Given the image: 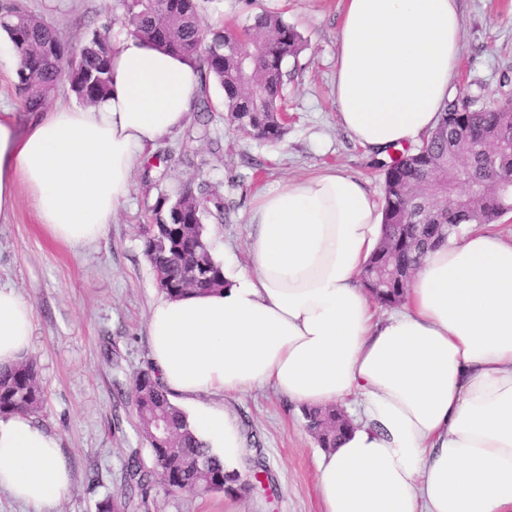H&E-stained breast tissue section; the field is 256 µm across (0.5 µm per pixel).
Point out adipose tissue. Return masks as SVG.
Returning a JSON list of instances; mask_svg holds the SVG:
<instances>
[{"label": "adipose tissue", "mask_w": 512, "mask_h": 512, "mask_svg": "<svg viewBox=\"0 0 512 512\" xmlns=\"http://www.w3.org/2000/svg\"><path fill=\"white\" fill-rule=\"evenodd\" d=\"M458 0H345L334 95L341 127L377 157L438 124L462 52ZM198 71L128 34L110 93L0 114V223L25 185L39 224L73 247L106 239L142 149L181 128ZM246 264L224 287L163 297L150 311L151 361L171 398L232 468L236 427L203 396L272 386L303 407L353 405L338 448L318 460L322 512H512V237L463 228L428 251L399 308L377 316L360 283L381 240L364 182L326 168L259 195ZM33 309L0 286V366L31 342ZM70 476L58 439L0 418V492L52 512Z\"/></svg>", "instance_id": "adipose-tissue-1"}]
</instances>
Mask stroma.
Instances as JSON below:
<instances>
[{
    "label": "stroma",
    "mask_w": 512,
    "mask_h": 512,
    "mask_svg": "<svg viewBox=\"0 0 512 512\" xmlns=\"http://www.w3.org/2000/svg\"><path fill=\"white\" fill-rule=\"evenodd\" d=\"M18 2L74 45L107 22L114 35L124 32L118 0ZM459 8L463 51L449 102L479 109L512 100V0H460ZM262 9L282 13L304 42L286 64L288 122L279 141L258 140L230 124L223 91L212 82L197 95L208 111L190 112L183 127L142 150L129 199L105 240L82 248L53 240L22 189L8 223H0V285L15 288L34 311L27 355L37 363L45 405L30 420L58 438L71 476L54 512H97L102 501L123 499L130 454H138L145 468L153 466L132 382L151 363L148 317L162 295L142 239L160 201L203 183L223 197V218L207 214L203 224L214 260L224 265L246 260L253 198L290 179L336 167L362 179L376 200L384 198L381 160L337 120L332 81L341 0H203L202 18L214 28L240 26ZM205 402L223 403L241 434L245 451L235 463L236 492H169L156 485L148 499L127 500L126 512H321V448L301 407L270 388ZM254 459L266 467L270 483L253 485Z\"/></svg>",
    "instance_id": "35a3bbf8"
}]
</instances>
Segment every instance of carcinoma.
I'll use <instances>...</instances> for the list:
<instances>
[{
  "label": "carcinoma",
  "mask_w": 512,
  "mask_h": 512,
  "mask_svg": "<svg viewBox=\"0 0 512 512\" xmlns=\"http://www.w3.org/2000/svg\"><path fill=\"white\" fill-rule=\"evenodd\" d=\"M128 17V33L149 44L182 57L200 72L201 80H214L224 93L227 120L263 140L282 136L285 64L296 57L303 41L281 15L261 10L250 16L241 30L207 29L202 25L199 0H119ZM0 30L11 41L19 58L16 92L24 111L35 113L61 84L83 104L104 98L111 89L113 52L112 22L94 30L79 48H74L58 29L15 4L0 3ZM512 141V104L494 105L457 113V104L447 105L440 122L422 146L392 160L385 173L381 246L364 269L363 283L383 305H398L409 287L425 252L448 242L464 224L488 225L512 212V192L495 190L479 198L460 201L411 230L412 196L406 188L421 187L437 174L454 175L439 165V156L469 143L467 168L477 173L494 161L499 175L512 178V154L496 156L482 150L484 144ZM198 199L188 189L178 194L170 207L172 228L144 234V252L150 262H160L169 281L159 288L177 298L188 290L217 291L224 287L221 266L203 240V213L216 218L224 214V203L206 195ZM196 248L200 278L183 286L182 263ZM140 432L151 448L156 469H144L136 454L126 468V486L147 494L157 477L171 490H206L220 493L239 481L237 471L224 469V461L199 440L186 415L170 401L154 368L142 371L133 383ZM44 403L36 363L22 358L8 368L0 367V416L29 415ZM307 430L323 448H334L345 436L349 422L336 421L334 408H304ZM164 421L168 432H154L155 420Z\"/></svg>",
  "instance_id": "1"
}]
</instances>
